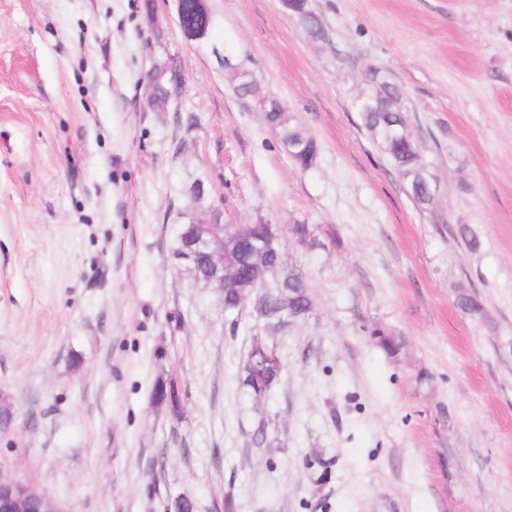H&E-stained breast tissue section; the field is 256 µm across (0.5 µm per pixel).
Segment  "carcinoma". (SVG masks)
Here are the masks:
<instances>
[{
  "instance_id": "1",
  "label": "carcinoma",
  "mask_w": 512,
  "mask_h": 512,
  "mask_svg": "<svg viewBox=\"0 0 512 512\" xmlns=\"http://www.w3.org/2000/svg\"><path fill=\"white\" fill-rule=\"evenodd\" d=\"M370 94L375 98L377 111L361 113L362 124L406 182L415 204L425 209L432 198L430 186L421 181L423 163L420 152L423 144L417 140L406 114L389 111L393 101L404 94V90L389 81L371 89ZM265 119L283 144H302L303 151L293 157V162L299 168L306 170L317 163L320 146L293 115L272 103L265 110ZM280 236L281 228L266 222L251 225L246 238L239 234L236 224H225L214 235L209 225L196 223V216L193 215L181 225L175 253L182 258L188 272L204 284L210 285L220 278L224 279V283L228 284V288L224 289V310L227 312L243 307V294L236 284H251L250 298L260 300L269 328L283 331L292 322L310 314L313 301L303 271L296 266L285 267L281 241L278 240ZM288 236L309 247L317 243L315 229L308 224L289 225ZM278 270L281 271V278L275 285L276 291L264 290L263 279ZM456 305L469 316L484 318V308L473 293L459 292ZM263 345L265 342L262 339L253 338L239 374L241 388L255 399L266 396L278 382L282 371L278 358L260 364L259 351ZM151 399L175 415L181 410V397L168 379L155 381Z\"/></svg>"
}]
</instances>
